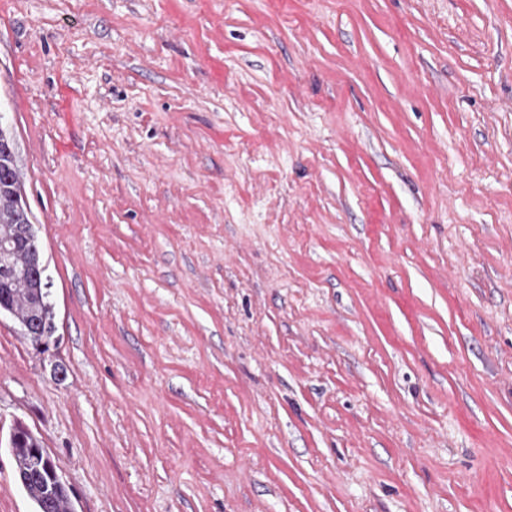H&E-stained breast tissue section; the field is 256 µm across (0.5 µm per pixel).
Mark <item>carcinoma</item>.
Segmentation results:
<instances>
[{
	"label": "carcinoma",
	"instance_id": "cac0c4a2",
	"mask_svg": "<svg viewBox=\"0 0 512 512\" xmlns=\"http://www.w3.org/2000/svg\"><path fill=\"white\" fill-rule=\"evenodd\" d=\"M21 180L14 158L0 148V243L11 245V253L0 252V305L11 306L16 320L33 329L37 341L49 343L55 326L48 284L38 279L28 264L33 242L19 234V226L30 223L22 205ZM38 439L25 426L16 424L13 459L17 480L36 506V512H72L70 497L53 482L52 475L34 454Z\"/></svg>",
	"mask_w": 512,
	"mask_h": 512
}]
</instances>
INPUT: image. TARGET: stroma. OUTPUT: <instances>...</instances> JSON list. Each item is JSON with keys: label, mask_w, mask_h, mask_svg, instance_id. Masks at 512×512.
<instances>
[{"label": "stroma", "mask_w": 512, "mask_h": 512, "mask_svg": "<svg viewBox=\"0 0 512 512\" xmlns=\"http://www.w3.org/2000/svg\"><path fill=\"white\" fill-rule=\"evenodd\" d=\"M0 128L75 512H512V0H0Z\"/></svg>", "instance_id": "stroma-1"}]
</instances>
